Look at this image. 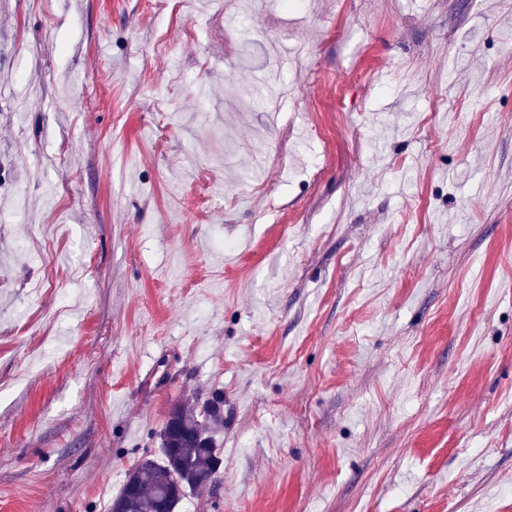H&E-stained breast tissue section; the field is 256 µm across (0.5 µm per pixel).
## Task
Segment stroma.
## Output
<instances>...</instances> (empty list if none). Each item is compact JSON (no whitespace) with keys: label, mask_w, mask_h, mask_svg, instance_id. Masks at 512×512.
<instances>
[{"label":"stroma","mask_w":512,"mask_h":512,"mask_svg":"<svg viewBox=\"0 0 512 512\" xmlns=\"http://www.w3.org/2000/svg\"><path fill=\"white\" fill-rule=\"evenodd\" d=\"M213 389L194 512H512V0H0V512Z\"/></svg>","instance_id":"stroma-1"}]
</instances>
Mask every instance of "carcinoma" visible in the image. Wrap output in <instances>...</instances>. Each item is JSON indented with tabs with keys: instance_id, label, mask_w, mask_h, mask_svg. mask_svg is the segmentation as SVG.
Returning a JSON list of instances; mask_svg holds the SVG:
<instances>
[{
	"instance_id": "cac0c4a2",
	"label": "carcinoma",
	"mask_w": 512,
	"mask_h": 512,
	"mask_svg": "<svg viewBox=\"0 0 512 512\" xmlns=\"http://www.w3.org/2000/svg\"><path fill=\"white\" fill-rule=\"evenodd\" d=\"M223 431L224 392H210L201 404H175L159 434L160 457L129 470L110 512H177L186 496L215 488Z\"/></svg>"
}]
</instances>
